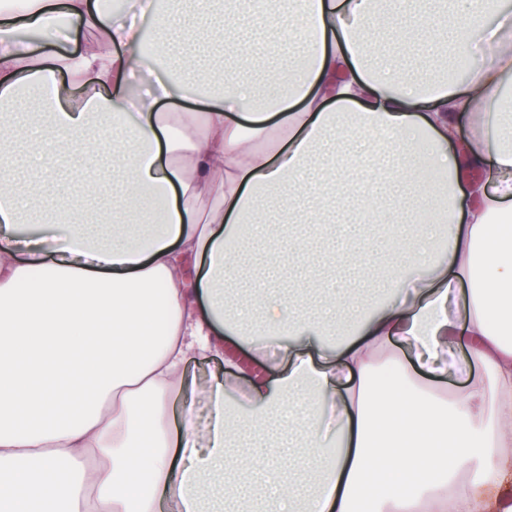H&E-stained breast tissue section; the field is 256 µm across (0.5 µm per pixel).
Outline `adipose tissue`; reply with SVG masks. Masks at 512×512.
I'll return each mask as SVG.
<instances>
[{
    "instance_id": "ef3b65f1",
    "label": "adipose tissue",
    "mask_w": 512,
    "mask_h": 512,
    "mask_svg": "<svg viewBox=\"0 0 512 512\" xmlns=\"http://www.w3.org/2000/svg\"><path fill=\"white\" fill-rule=\"evenodd\" d=\"M396 2L386 11L384 0H193L209 43L229 49L213 88L194 54L170 73L157 65L186 29L175 12L26 0L0 14V157L14 152V105L35 94L29 167L100 154L107 128L121 134L128 171L118 205L91 222L81 205L109 188L86 168L37 210L0 171V512H224L243 493V472L262 478L263 495L242 512H512V130L501 112L512 10L501 0ZM244 11L281 56L273 99L252 110L257 45L227 40ZM377 25L392 46L383 71L367 63ZM23 29L42 43L20 39ZM87 30L96 37L78 50H50ZM296 39L304 54L289 50ZM413 52L465 54L467 81L408 82L396 62ZM175 100L204 109L164 111ZM331 129L388 137L394 161L381 178L420 190L439 239L423 246L394 223L375 190L381 178L336 184V201L358 196L359 223L392 225L396 287L350 321L347 295L329 292L315 322L299 285L275 279L274 258L253 297L264 319L243 323L222 284L259 230L254 202L285 184V211L321 196L306 169ZM474 166L493 191L463 187ZM244 335L276 339V376L214 379L171 430L168 400L188 357ZM396 339L427 375L420 390L370 385ZM473 364L487 380L451 396L439 389ZM276 418L294 426L298 449L228 453L241 431L268 432Z\"/></svg>"
}]
</instances>
